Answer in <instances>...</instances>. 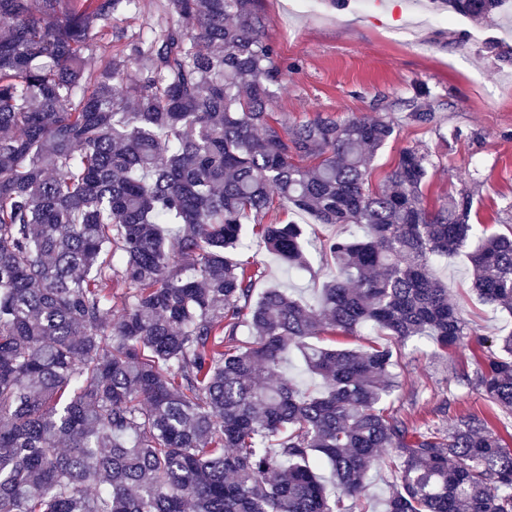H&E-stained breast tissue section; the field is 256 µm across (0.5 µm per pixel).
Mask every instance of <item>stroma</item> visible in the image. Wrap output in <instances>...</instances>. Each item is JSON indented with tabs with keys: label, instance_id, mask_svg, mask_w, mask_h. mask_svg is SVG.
<instances>
[{
	"label": "stroma",
	"instance_id": "1",
	"mask_svg": "<svg viewBox=\"0 0 512 512\" xmlns=\"http://www.w3.org/2000/svg\"><path fill=\"white\" fill-rule=\"evenodd\" d=\"M270 21L267 37L276 52L281 85L272 105L278 118L295 124L315 116L345 119L385 110L397 134L374 158L370 187L382 183L402 149L421 145L435 164L426 190L428 207L470 190L472 221L479 235L512 232V4L495 22H476L438 10L429 0H385L382 21H374L373 0H257ZM426 87L435 108L433 121L412 123L405 102ZM273 221L305 225L310 236L362 237L356 224H317L304 212L274 208ZM247 256L263 275L255 289H288L304 303L316 304L323 283L336 268L318 253L305 269H291L253 243ZM431 267L447 287L477 335L494 338L512 331V314L482 304L471 290L465 257L433 258ZM478 345L436 351L427 338L408 341L394 371L399 388L394 407L417 421L451 425L452 414L488 416L493 431L512 446V415L504 416L477 392L458 388L455 377L474 366ZM450 401L448 414L438 408Z\"/></svg>",
	"mask_w": 512,
	"mask_h": 512
}]
</instances>
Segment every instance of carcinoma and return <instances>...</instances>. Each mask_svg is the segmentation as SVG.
I'll list each match as a JSON object with an SVG mask.
<instances>
[{
  "label": "carcinoma",
  "mask_w": 512,
  "mask_h": 512,
  "mask_svg": "<svg viewBox=\"0 0 512 512\" xmlns=\"http://www.w3.org/2000/svg\"><path fill=\"white\" fill-rule=\"evenodd\" d=\"M433 3L492 22L505 0ZM141 8L0 0V512H370L382 464L385 512H512V448L488 418L459 413L445 434L383 405L406 341L474 335L429 269L475 236L472 196L428 208L417 146L366 189L396 132L386 114L280 132L256 0H164L130 37L121 23ZM102 36L122 49L89 68ZM433 114L418 88L410 120ZM275 197L364 236L266 224ZM248 222L288 266L310 246L336 265L317 306L279 287L253 299L259 269L230 256ZM468 260L473 292L512 313V234ZM364 328L386 342H306ZM475 342L487 350L458 383L511 415L512 333ZM293 348L321 391L267 382ZM395 483V473L390 469H372L366 483V493L371 499L373 512L383 511V500L392 493Z\"/></svg>",
  "instance_id": "cac0c4a2"
}]
</instances>
